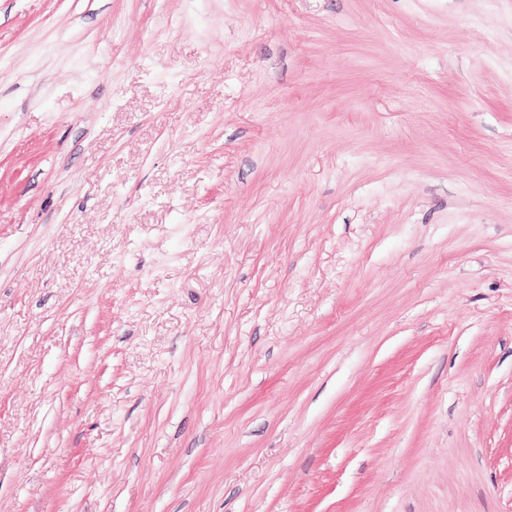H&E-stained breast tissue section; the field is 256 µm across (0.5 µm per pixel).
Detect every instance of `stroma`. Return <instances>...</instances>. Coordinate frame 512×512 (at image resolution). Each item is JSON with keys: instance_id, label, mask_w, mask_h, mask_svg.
<instances>
[{"instance_id": "stroma-1", "label": "stroma", "mask_w": 512, "mask_h": 512, "mask_svg": "<svg viewBox=\"0 0 512 512\" xmlns=\"http://www.w3.org/2000/svg\"><path fill=\"white\" fill-rule=\"evenodd\" d=\"M0 512H512V0H0Z\"/></svg>"}]
</instances>
